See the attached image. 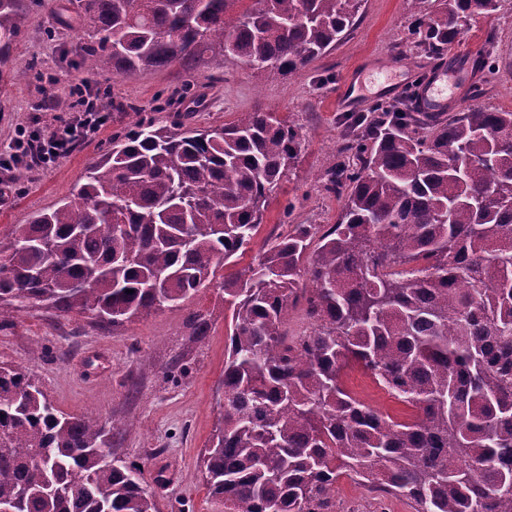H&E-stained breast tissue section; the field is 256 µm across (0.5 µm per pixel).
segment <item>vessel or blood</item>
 I'll return each instance as SVG.
<instances>
[{
	"label": "vessel or blood",
	"instance_id": "obj_1",
	"mask_svg": "<svg viewBox=\"0 0 512 512\" xmlns=\"http://www.w3.org/2000/svg\"><path fill=\"white\" fill-rule=\"evenodd\" d=\"M482 69V58L472 51L463 57L449 58L421 87L422 104L427 111L442 112L457 99L459 91L472 83Z\"/></svg>",
	"mask_w": 512,
	"mask_h": 512
}]
</instances>
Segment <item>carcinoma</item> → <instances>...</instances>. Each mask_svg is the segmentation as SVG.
<instances>
[{"label": "carcinoma", "mask_w": 512, "mask_h": 512, "mask_svg": "<svg viewBox=\"0 0 512 512\" xmlns=\"http://www.w3.org/2000/svg\"><path fill=\"white\" fill-rule=\"evenodd\" d=\"M417 46L442 55L497 0H410ZM362 0H79L93 72L195 70L220 47L271 78L354 28ZM27 24L0 0V64ZM300 147L275 113L197 129L143 117L84 182L0 241V302L122 325L173 308L251 242ZM321 233L295 224L223 280L232 325L224 413L201 454L227 512H326L339 478L415 512H512V111L450 117L413 99L350 117ZM134 293L128 294L126 290ZM304 306L310 331L290 336ZM357 366L413 410L399 421L344 387ZM112 431L67 415L0 366V502L16 512H156L140 469L107 465Z\"/></svg>", "instance_id": "obj_1"}]
</instances>
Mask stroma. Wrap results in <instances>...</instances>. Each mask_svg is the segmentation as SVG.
Listing matches in <instances>:
<instances>
[{"mask_svg":"<svg viewBox=\"0 0 512 512\" xmlns=\"http://www.w3.org/2000/svg\"><path fill=\"white\" fill-rule=\"evenodd\" d=\"M29 21L9 58L10 76L0 80V150L19 128L42 129L58 116L52 101L82 84L99 96L107 119L93 140L84 141L54 167L24 169L0 203V239L12 225L69 195L86 167L106 152L114 134L139 118L169 122L188 114L197 128L233 121L262 107L288 120L300 135L297 159L271 198L262 225L243 253L225 266L231 276L255 264L267 240L291 224H335L341 198L325 189L328 171L351 114L393 102L405 78L427 77L430 58L411 34L410 0H363L357 28L336 48L297 74L266 78L244 62L223 55L190 71L175 64L131 75L92 73L79 67L73 52L89 32L69 0H29ZM475 48L495 66V78L477 76L481 103L512 111V0L499 10L474 16L453 51ZM398 61L395 87L378 90L362 81V95L341 104L344 85L357 64ZM0 326V363L25 370L64 413L91 416L112 427V452L141 470L142 484L157 512H224L210 498L198 471L223 408L224 354L231 312L224 290L211 284L179 307L140 316L112 327L88 317L66 316L34 305L13 311ZM209 332L193 336L196 316ZM345 388L382 414L404 416L406 408L371 377L346 370ZM331 512H414L409 501L368 490L348 478L337 481Z\"/></svg>","mask_w":512,"mask_h":512,"instance_id":"35a3bbf8","label":"stroma"}]
</instances>
